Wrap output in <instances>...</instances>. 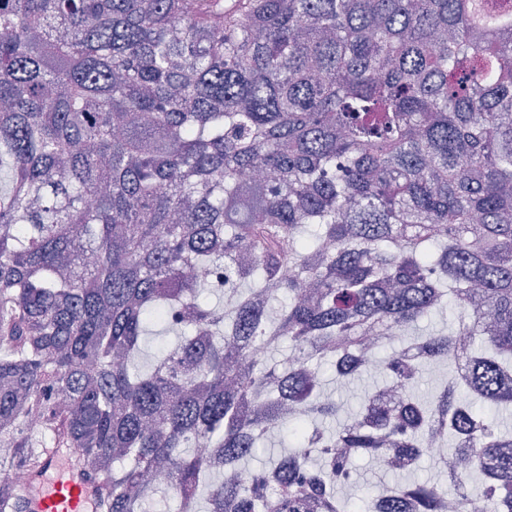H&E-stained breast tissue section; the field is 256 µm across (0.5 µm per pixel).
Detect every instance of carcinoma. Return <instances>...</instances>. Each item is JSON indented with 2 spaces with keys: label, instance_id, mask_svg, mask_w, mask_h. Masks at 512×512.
<instances>
[{
  "label": "carcinoma",
  "instance_id": "obj_1",
  "mask_svg": "<svg viewBox=\"0 0 512 512\" xmlns=\"http://www.w3.org/2000/svg\"><path fill=\"white\" fill-rule=\"evenodd\" d=\"M0 172V512L58 448L99 512H512L479 412L512 406V0H0ZM451 303L386 360L401 412L319 426L309 362L351 379L364 337ZM155 327L180 341L144 366ZM283 340L284 369L249 360ZM280 426L298 448L249 485L197 453L244 474ZM430 438L469 461L448 486L338 495L340 449ZM457 323V314L445 312L443 314H436L431 318L424 319L419 323L418 332L423 335H428L435 332L448 331ZM447 380L448 368L446 366L442 364L426 366L415 391L421 396H430Z\"/></svg>",
  "mask_w": 512,
  "mask_h": 512
}]
</instances>
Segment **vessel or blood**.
Instances as JSON below:
<instances>
[{
  "instance_id": "vessel-or-blood-1",
  "label": "vessel or blood",
  "mask_w": 512,
  "mask_h": 512,
  "mask_svg": "<svg viewBox=\"0 0 512 512\" xmlns=\"http://www.w3.org/2000/svg\"><path fill=\"white\" fill-rule=\"evenodd\" d=\"M32 512H94L96 493L79 470L62 469L57 456H48L25 491Z\"/></svg>"
}]
</instances>
